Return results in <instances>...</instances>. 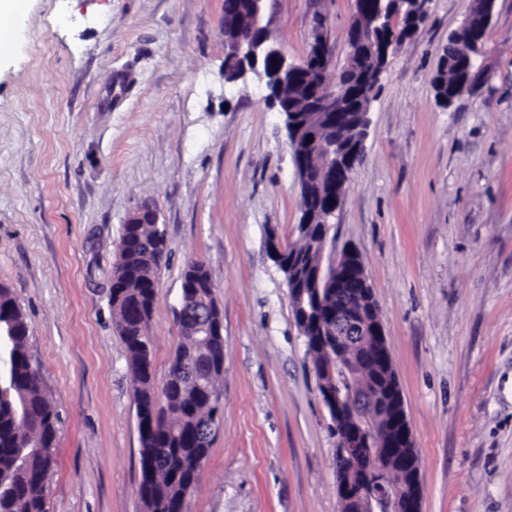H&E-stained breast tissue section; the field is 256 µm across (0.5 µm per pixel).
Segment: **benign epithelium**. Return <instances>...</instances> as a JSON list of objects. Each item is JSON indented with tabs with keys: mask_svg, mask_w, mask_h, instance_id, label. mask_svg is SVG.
Returning a JSON list of instances; mask_svg holds the SVG:
<instances>
[{
	"mask_svg": "<svg viewBox=\"0 0 512 512\" xmlns=\"http://www.w3.org/2000/svg\"><path fill=\"white\" fill-rule=\"evenodd\" d=\"M265 2L254 0V11L248 24L229 33L225 40L224 73L236 72L241 79L249 71L239 68V62L258 61L263 54L272 61L277 74H297V84L276 85L267 82L270 97L278 106L287 101L284 91L300 86L306 89V111L313 113L318 124L304 125L297 134H287L288 145L295 157L297 175L303 188H308V156L318 149L336 152L331 164V178L347 179L351 167L363 155L364 139L368 126V108L357 113L360 118L355 127V137L344 148H332L320 139L324 127L345 123L353 119L351 109L344 103L346 84L341 80L327 82L323 75L333 67L331 46L324 35V24L317 20L313 41L306 57L299 62L288 61L269 35V18ZM372 12L365 0H355L350 26L348 56L361 60L373 53L389 56L402 48L410 35L396 32L377 43L368 36V24ZM459 57L473 58L480 53V40L473 35L455 42ZM344 201L330 196L320 213L305 216L304 223L320 217V223L328 224ZM128 224H156L157 212L145 203L126 220ZM325 240H320L317 261L308 267L312 288H333L336 307L321 313L311 308V303L300 295L296 312L300 322L309 323L315 317V335L328 355H336V361L325 366L320 380V395L333 415L338 434L336 468L338 495L341 505L349 512H419L418 500L389 481V471L395 467L412 470L414 463L403 449L413 444L409 426L392 416L387 387L388 367L392 360L384 337L379 312L368 306L363 295L368 293L369 282L364 268L357 263L356 253L347 252L339 259L323 262ZM180 333L183 336L223 335V315L218 309L199 297H182L178 311Z\"/></svg>",
	"mask_w": 512,
	"mask_h": 512,
	"instance_id": "obj_1",
	"label": "benign epithelium"
}]
</instances>
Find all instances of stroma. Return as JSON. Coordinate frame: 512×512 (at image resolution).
Segmentation results:
<instances>
[{"instance_id":"stroma-1","label":"stroma","mask_w":512,"mask_h":512,"mask_svg":"<svg viewBox=\"0 0 512 512\" xmlns=\"http://www.w3.org/2000/svg\"><path fill=\"white\" fill-rule=\"evenodd\" d=\"M469 0H429L390 56L326 253H359L419 461L421 512H512V0L484 72L432 78ZM302 60L323 17L335 69L353 0H268ZM153 203L167 254L156 381L180 341L189 261L224 323L218 428L185 512H341L337 438L270 238L301 192L265 79H224V0H28L0 61V285L61 415L46 512H141L140 441L109 286L123 226Z\"/></svg>"}]
</instances>
